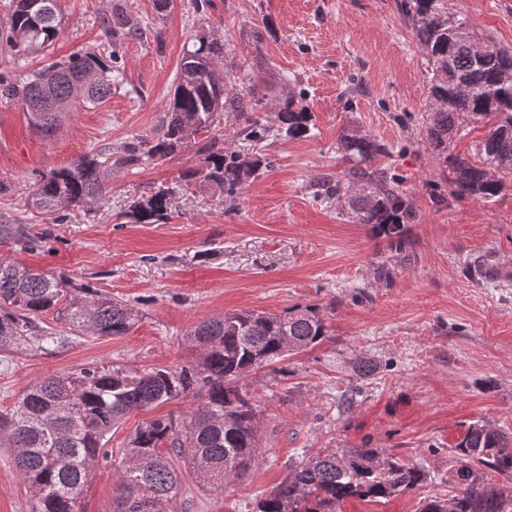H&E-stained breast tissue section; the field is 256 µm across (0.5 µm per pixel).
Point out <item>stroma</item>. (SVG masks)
Segmentation results:
<instances>
[{
	"label": "stroma",
	"mask_w": 512,
	"mask_h": 512,
	"mask_svg": "<svg viewBox=\"0 0 512 512\" xmlns=\"http://www.w3.org/2000/svg\"><path fill=\"white\" fill-rule=\"evenodd\" d=\"M448 7L512 49V0ZM59 8V36L32 55L31 68L107 54L106 13L141 33L121 41L123 79L111 99L77 109L52 138L33 129L20 100L0 96V221L24 225L37 240L30 251L0 248V257L123 298L139 317L128 335L98 338L70 331L56 312L34 314L66 343L48 353L0 350V411L51 375L185 365L197 355L187 331L211 318L313 307L329 339L250 377L262 410L257 463L221 490L182 472L178 512H253L293 459L324 448H383L436 473L384 503L348 500L342 512H417L421 500L447 497L453 448L469 424L484 419L512 432V280L494 276L512 262V172L500 173L492 201L451 196L452 170L426 145L424 63L396 0H210L202 11L194 0L163 9L155 0H59ZM201 36L223 41L225 76L243 92L257 90L265 124L290 96L311 113L310 136L246 141L240 118L226 112L168 158L113 168L103 201L62 215L33 208L40 173L85 154H121L132 137L153 134L182 53ZM353 129L386 145L379 163L416 212L405 251L318 193L321 180L347 173L337 139ZM213 139L271 164L234 198L184 179L205 168L202 146ZM160 190L170 194L167 223H135V205ZM364 357L377 363L367 378L352 370ZM202 401L193 392L133 412L107 445L119 450L142 422L188 417ZM117 481V462L100 463L83 512H113ZM30 509L0 448V512Z\"/></svg>",
	"instance_id": "1"
}]
</instances>
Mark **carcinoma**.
I'll return each instance as SVG.
<instances>
[{"label": "carcinoma", "instance_id": "1", "mask_svg": "<svg viewBox=\"0 0 512 512\" xmlns=\"http://www.w3.org/2000/svg\"><path fill=\"white\" fill-rule=\"evenodd\" d=\"M427 63L426 142L432 154L448 158L453 140L470 122L490 124L477 145L481 165L456 155L451 194L458 200H490L501 191L497 170L512 171V52L479 35L463 15L448 28V0H398ZM9 27L0 47L13 58L14 74L0 75V95L19 99L35 128L53 134L78 103L95 107L112 95L121 72L109 59L75 53L50 66L32 69L28 57L44 52L61 29L58 0H10ZM224 43L196 40L184 50L169 108L150 139L133 138L116 159L99 152L67 167L40 175L31 205L55 212L105 197L112 166L138 164L170 156L178 147L214 125L220 112L242 120L247 140L272 131L288 137L311 132L310 113L294 99L278 103L276 129L254 118L257 103L224 79L218 62ZM208 164L189 177L212 182L233 197L245 188L262 159L247 160L235 151L207 143ZM338 149L354 161L344 178L325 186L328 198L342 197L358 224H372L405 248L404 225L414 219L397 179L374 165L388 149L358 131L344 133ZM169 193L158 191L134 207L140 224L168 218ZM21 224L0 223V247H30ZM54 310L69 329L93 336L126 335L138 312L127 302L88 285L65 288L64 280L0 258V348L30 346L51 352L66 338L37 326L32 314ZM186 338L198 356L178 368L145 372L83 368L53 375L30 386L13 408L0 414V448L9 449L19 478L29 489L32 512H82L81 500L100 461L112 458L105 445L112 428L127 415L197 391L203 401L187 418L152 419L141 424L121 450L114 512H166L179 493L178 465L193 471L210 489L224 487V475L245 478L257 461L260 421L247 378L257 370L315 347L329 330L315 309L280 314L242 311L198 323ZM456 468L448 497L427 499L419 512H512L490 474L512 477V435L489 421L469 425L455 445ZM431 478L423 465H410L384 448H328L289 466L285 479L256 501L255 512H338L349 499L380 502L414 489Z\"/></svg>", "mask_w": 512, "mask_h": 512}]
</instances>
